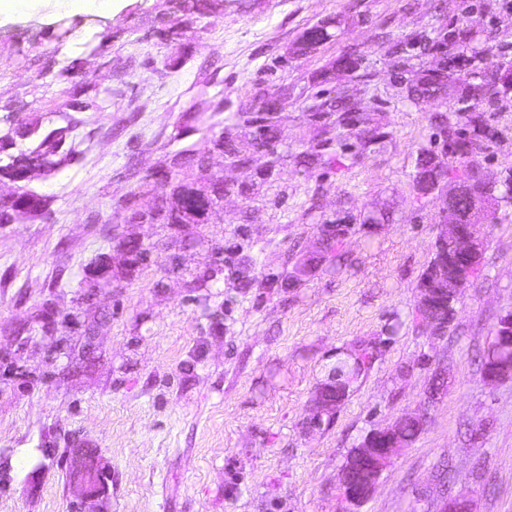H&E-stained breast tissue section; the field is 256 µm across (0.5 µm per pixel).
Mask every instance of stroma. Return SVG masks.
<instances>
[{
	"instance_id": "1",
	"label": "stroma",
	"mask_w": 512,
	"mask_h": 512,
	"mask_svg": "<svg viewBox=\"0 0 512 512\" xmlns=\"http://www.w3.org/2000/svg\"><path fill=\"white\" fill-rule=\"evenodd\" d=\"M333 19L334 36L295 50ZM356 60V71L341 67ZM0 135L75 116V154L28 189L47 201L26 224H0V512H345L339 480L373 429L426 411L416 441L382 473L360 512H439L443 494L473 512H512V378L488 385L480 357L512 313V203L484 221L482 263L447 335L416 320L418 282L447 218V191L417 193L433 116L476 113L499 137L474 164L487 182L512 172V9L507 0H117L111 13L53 6L0 24ZM444 69L447 96L415 103L416 75ZM503 80L495 100L470 86ZM287 86L271 174L211 153L181 174L226 192L205 223L128 222L148 206L143 179L199 150L258 96ZM334 98L370 113L342 124ZM97 109L76 113L78 100ZM319 149L314 170L301 156ZM262 183L243 196L241 184ZM350 217L339 254L288 288L241 287L290 273L321 249L319 225ZM141 239L149 265L123 272L114 234ZM112 258L111 286L82 300L89 263ZM220 262L207 287L196 275ZM54 329L35 323L38 311ZM107 316L91 352L89 321ZM373 359L329 421L308 424L316 388L359 347ZM441 399L424 408L434 371ZM96 449L104 496L69 482L70 450ZM335 26L333 21H321L320 23L313 25L306 29L300 36L301 41L297 43L296 49L301 52H309V47L306 42L310 44H323L330 40L334 34L329 31V28Z\"/></svg>"
}]
</instances>
